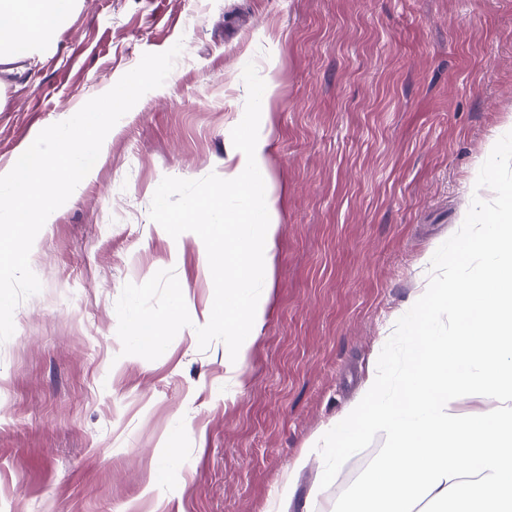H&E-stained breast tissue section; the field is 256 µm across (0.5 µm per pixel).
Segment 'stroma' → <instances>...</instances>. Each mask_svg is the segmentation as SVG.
Returning <instances> with one entry per match:
<instances>
[{"label": "stroma", "mask_w": 512, "mask_h": 512, "mask_svg": "<svg viewBox=\"0 0 512 512\" xmlns=\"http://www.w3.org/2000/svg\"><path fill=\"white\" fill-rule=\"evenodd\" d=\"M182 51L36 236L40 292L0 343V512H270L288 466L357 396L512 131V0H81L55 50L7 80L0 171L143 54ZM276 83L260 173L280 226L265 322L224 369L208 227L251 93ZM164 326L141 348L136 327ZM313 456L288 512H331Z\"/></svg>", "instance_id": "1"}]
</instances>
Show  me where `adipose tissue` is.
I'll list each match as a JSON object with an SVG mask.
<instances>
[{
    "label": "adipose tissue",
    "mask_w": 512,
    "mask_h": 512,
    "mask_svg": "<svg viewBox=\"0 0 512 512\" xmlns=\"http://www.w3.org/2000/svg\"><path fill=\"white\" fill-rule=\"evenodd\" d=\"M77 5L78 0H0V75L21 76L33 71L54 46L58 31ZM267 146L264 122L252 121L244 145L233 154V164L224 173L225 193L242 202L225 218L224 262L214 275L216 286L224 290V333L233 339L224 364L235 376L264 323L262 301L246 297L245 292L272 267L280 231L275 220L276 198L255 179Z\"/></svg>",
    "instance_id": "ef3b65f1"
}]
</instances>
